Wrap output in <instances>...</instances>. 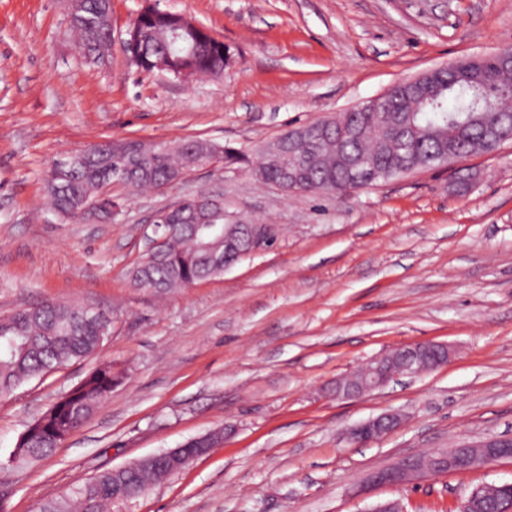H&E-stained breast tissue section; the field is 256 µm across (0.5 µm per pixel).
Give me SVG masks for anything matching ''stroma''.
Segmentation results:
<instances>
[{
    "label": "stroma",
    "instance_id": "35a3bbf8",
    "mask_svg": "<svg viewBox=\"0 0 512 512\" xmlns=\"http://www.w3.org/2000/svg\"><path fill=\"white\" fill-rule=\"evenodd\" d=\"M228 45L221 78L141 71L123 50L143 0H112V51L86 60L64 0H0V315L42 302L112 319L93 357L0 398V461L89 371L121 383L49 456L0 481V512H39L99 472L223 429L224 442L122 512H457L512 482V461L405 485L368 475L398 459L512 436V143L344 195L284 194L223 165L126 197L112 224L60 217L46 177L94 143L201 138L254 148L349 111L395 83L512 46V0H153ZM200 191L273 225L270 247L164 297L133 287L154 213ZM420 342L456 356L357 399L336 382ZM393 411L404 423L355 444ZM401 420L402 418L398 413L384 412L352 429L350 438L359 444L369 442L380 436L383 430L387 432L399 426Z\"/></svg>",
    "mask_w": 512,
    "mask_h": 512
}]
</instances>
